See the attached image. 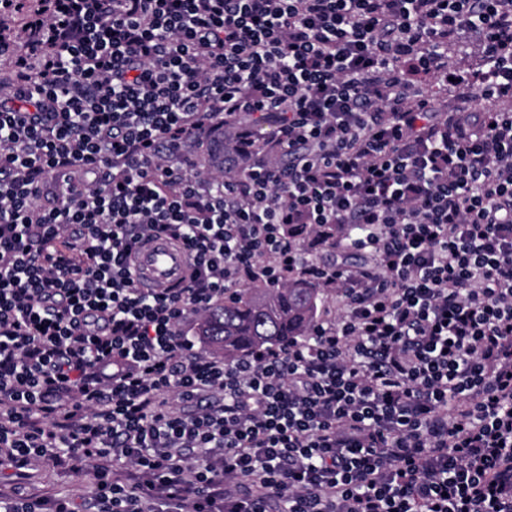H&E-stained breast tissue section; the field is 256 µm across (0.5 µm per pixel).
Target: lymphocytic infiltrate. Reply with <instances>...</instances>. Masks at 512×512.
Returning a JSON list of instances; mask_svg holds the SVG:
<instances>
[{"mask_svg":"<svg viewBox=\"0 0 512 512\" xmlns=\"http://www.w3.org/2000/svg\"><path fill=\"white\" fill-rule=\"evenodd\" d=\"M160 238L181 287L135 276ZM291 274L336 291L309 336L180 334ZM0 471V512H512V0H0ZM448 59L465 74L480 70L482 62L478 34H469L461 43L450 47ZM31 472L33 477L30 480V487L35 491L53 489L67 492L68 490H75L82 496L88 494L89 476L83 470L67 474H56L39 467Z\"/></svg>","mask_w":512,"mask_h":512,"instance_id":"f902f5d3","label":"lymphocytic infiltrate"}]
</instances>
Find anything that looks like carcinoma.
Instances as JSON below:
<instances>
[{"mask_svg":"<svg viewBox=\"0 0 512 512\" xmlns=\"http://www.w3.org/2000/svg\"><path fill=\"white\" fill-rule=\"evenodd\" d=\"M322 289L295 278L260 288H228L224 300L196 314L193 335L212 355L230 362L258 347H276L310 333Z\"/></svg>","mask_w":512,"mask_h":512,"instance_id":"carcinoma-1","label":"carcinoma"}]
</instances>
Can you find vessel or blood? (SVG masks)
Here are the masks:
<instances>
[{
  "instance_id": "1",
  "label": "vessel or blood",
  "mask_w": 512,
  "mask_h": 512,
  "mask_svg": "<svg viewBox=\"0 0 512 512\" xmlns=\"http://www.w3.org/2000/svg\"><path fill=\"white\" fill-rule=\"evenodd\" d=\"M136 276L149 288H173L185 277L187 253L165 239L143 246L134 258Z\"/></svg>"
}]
</instances>
